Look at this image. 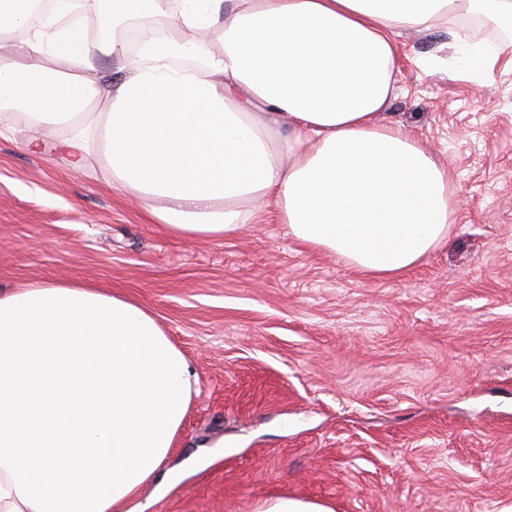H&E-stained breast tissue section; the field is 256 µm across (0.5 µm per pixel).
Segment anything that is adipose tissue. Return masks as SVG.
Masks as SVG:
<instances>
[{
	"mask_svg": "<svg viewBox=\"0 0 512 512\" xmlns=\"http://www.w3.org/2000/svg\"><path fill=\"white\" fill-rule=\"evenodd\" d=\"M195 40H89L81 23L0 0V109L40 126L109 107L112 182L183 238L273 218L372 276L448 237L451 176L386 114L402 30L512 0H68ZM222 31L220 49L204 35ZM120 75L97 79L99 58ZM198 376L138 301L65 282L0 291V512H125L164 464Z\"/></svg>",
	"mask_w": 512,
	"mask_h": 512,
	"instance_id": "adipose-tissue-1",
	"label": "adipose tissue"
}]
</instances>
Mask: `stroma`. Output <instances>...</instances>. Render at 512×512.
I'll list each match as a JSON object with an SVG mask.
<instances>
[{
  "instance_id": "1",
  "label": "stroma",
  "mask_w": 512,
  "mask_h": 512,
  "mask_svg": "<svg viewBox=\"0 0 512 512\" xmlns=\"http://www.w3.org/2000/svg\"><path fill=\"white\" fill-rule=\"evenodd\" d=\"M442 29L404 30L390 119L452 174L448 238L368 277L249 224L178 239L113 187L68 124L0 114V289L90 283L141 302L198 383L143 512H512V66L462 72ZM442 53L421 70L418 58ZM254 512H333L320 502L276 497L260 501Z\"/></svg>"
}]
</instances>
